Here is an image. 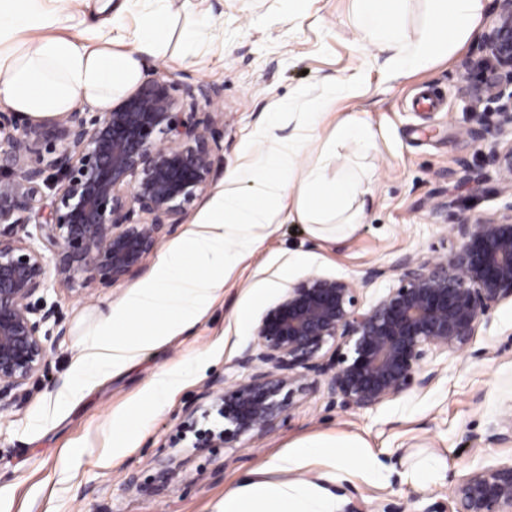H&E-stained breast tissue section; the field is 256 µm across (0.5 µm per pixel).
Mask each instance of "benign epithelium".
<instances>
[{
    "instance_id": "7a95c632",
    "label": "benign epithelium",
    "mask_w": 512,
    "mask_h": 512,
    "mask_svg": "<svg viewBox=\"0 0 512 512\" xmlns=\"http://www.w3.org/2000/svg\"><path fill=\"white\" fill-rule=\"evenodd\" d=\"M498 17L477 55L464 66L463 91L496 115L488 163L512 192V0H497ZM210 83L176 86L156 79L92 118L79 110L21 118L0 111V412L15 406L47 365L45 340L66 334L59 312L35 296L46 288L45 252L58 283L80 292L110 287L157 248L185 205L215 178V128L183 117L220 96ZM56 188L53 210L27 231L44 189ZM139 213L148 222H134ZM446 254L402 256L398 283L366 304L361 288L384 274L365 270L361 282L309 276L261 316L255 338L235 359L245 371L213 402L224 431L188 430L196 447L267 432L304 391L309 375L324 376L330 399L344 410L373 409L425 389L432 363L467 348L481 320L512 301V203L497 218L465 217L452 225ZM330 362H321L324 348ZM455 512H512V462L463 476L452 489Z\"/></svg>"
}]
</instances>
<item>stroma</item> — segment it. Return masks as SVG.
<instances>
[{
  "label": "stroma",
  "instance_id": "stroma-1",
  "mask_svg": "<svg viewBox=\"0 0 512 512\" xmlns=\"http://www.w3.org/2000/svg\"><path fill=\"white\" fill-rule=\"evenodd\" d=\"M99 0H83L63 33L85 43L101 41L112 27ZM219 16L213 39L196 59L181 62L179 38L169 58L147 60L144 78L208 82L221 96L208 108L221 136L215 187L243 161V147L281 102L308 111L328 82L355 86L340 94L322 124L308 134L303 163H313L337 123L363 117L374 133L371 149L340 147L337 163L353 160L373 174L365 197V221L341 240L312 236L306 225H279L263 245L229 275L223 290L191 328L122 372L103 378L74 401L58 399L68 384L83 341L109 316L125 292L147 278L163 253L198 222L209 201L188 205L135 273L108 288L91 285L75 294L49 282L43 302L65 317L66 334L49 336V370L28 386L13 409L0 413V512H215L226 491L249 479L268 458L286 453L304 437L350 436L378 464L369 471L327 457L288 472L291 480L331 486L338 512H452V489L471 471L512 461V441H496L512 417V303L500 304L472 344L438 358L435 382L369 411L330 404L323 384H308L283 420L264 434L223 448H197L180 436L188 418L202 419L225 384L243 373L234 360L248 344L261 315L295 283L311 275L360 280L366 269H384L367 287L373 301L397 282L394 269L406 254L432 257L455 243L452 224L472 215L490 216L512 203L488 164L474 104L462 91V64L477 52L496 19V0H486L474 33L448 57L409 77L389 74L384 55L358 39L354 0H309L305 14L287 18L280 0H173V24L182 30L202 12ZM441 101L426 110L425 93ZM467 171L480 190L459 181ZM306 263H294L296 254ZM249 313L240 322L237 311ZM204 359L205 366L160 407L143 406L140 439L107 467L112 416L132 409L144 388L165 371ZM82 456H72L75 448ZM435 468L417 478L420 464Z\"/></svg>",
  "mask_w": 512,
  "mask_h": 512
}]
</instances>
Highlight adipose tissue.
Here are the masks:
<instances>
[{"label":"adipose tissue","mask_w":512,"mask_h":512,"mask_svg":"<svg viewBox=\"0 0 512 512\" xmlns=\"http://www.w3.org/2000/svg\"><path fill=\"white\" fill-rule=\"evenodd\" d=\"M385 0H355L361 40L387 53V67L403 76L423 69L460 46L475 29L484 0H429L428 36L402 45L400 20ZM74 0H0V100L32 116L62 114L85 100L107 108L138 86L145 61L165 57L172 36L171 0H114L113 21L137 12L129 34L89 46L51 34ZM336 97L327 85L310 111L276 110L273 124L257 128L244 149L245 163L231 172L198 223L161 257L150 278L129 289L110 318L90 337L75 361L61 401L76 399L102 378L144 357L193 326L224 288L227 270L254 253L280 222L297 218L315 237L353 235L365 218L360 199L371 173L333 166L336 149L370 146L366 122L353 117L337 126L316 162H301L306 131L314 129ZM294 123L285 137L277 126ZM302 191L291 196L292 181ZM324 455L366 464L358 441L303 438L264 466L263 477L225 493L216 512H335L332 492L310 481L285 480L286 472Z\"/></svg>","instance_id":"1"}]
</instances>
